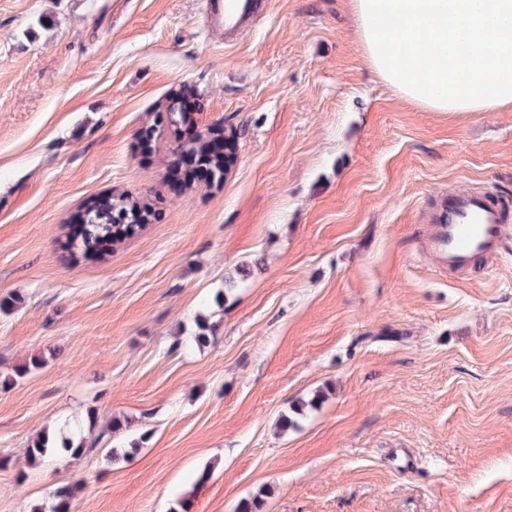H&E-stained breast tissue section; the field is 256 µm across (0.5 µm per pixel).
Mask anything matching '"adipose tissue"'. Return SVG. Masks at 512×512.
<instances>
[{
	"mask_svg": "<svg viewBox=\"0 0 512 512\" xmlns=\"http://www.w3.org/2000/svg\"><path fill=\"white\" fill-rule=\"evenodd\" d=\"M364 55L431 112L512 108V0H351Z\"/></svg>",
	"mask_w": 512,
	"mask_h": 512,
	"instance_id": "ef3b65f1",
	"label": "adipose tissue"
}]
</instances>
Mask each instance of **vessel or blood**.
I'll return each mask as SVG.
<instances>
[{
  "label": "vessel or blood",
  "mask_w": 512,
  "mask_h": 512,
  "mask_svg": "<svg viewBox=\"0 0 512 512\" xmlns=\"http://www.w3.org/2000/svg\"><path fill=\"white\" fill-rule=\"evenodd\" d=\"M259 11L258 0H206L211 30L224 35L236 33ZM503 204L484 192L450 195L433 217L434 231L429 247L441 267L463 272L475 259L501 255L504 241L512 239V225Z\"/></svg>",
  "instance_id": "vessel-or-blood-1"
}]
</instances>
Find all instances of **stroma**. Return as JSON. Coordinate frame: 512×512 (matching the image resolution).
Wrapping results in <instances>:
<instances>
[{
    "label": "stroma",
    "instance_id": "1",
    "mask_svg": "<svg viewBox=\"0 0 512 512\" xmlns=\"http://www.w3.org/2000/svg\"><path fill=\"white\" fill-rule=\"evenodd\" d=\"M262 2L229 40L205 0H0V379L47 358L0 387V512H512V245L424 249L448 193L512 207V108L420 109L350 0ZM178 95L240 127L223 182L175 179ZM112 191L149 221L74 260ZM66 424L90 450L29 465Z\"/></svg>",
    "mask_w": 512,
    "mask_h": 512
}]
</instances>
